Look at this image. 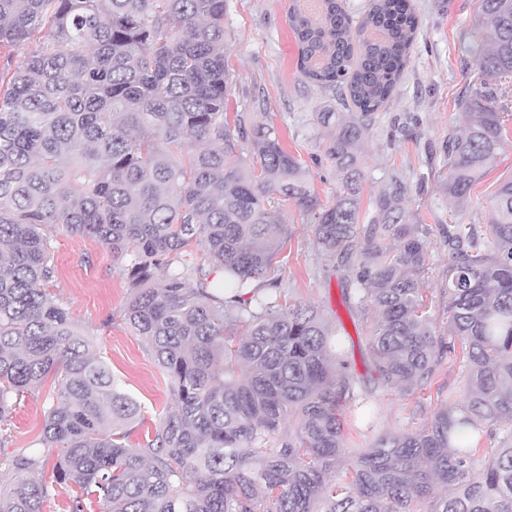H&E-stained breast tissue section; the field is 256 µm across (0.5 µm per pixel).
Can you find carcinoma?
<instances>
[{
    "mask_svg": "<svg viewBox=\"0 0 512 512\" xmlns=\"http://www.w3.org/2000/svg\"><path fill=\"white\" fill-rule=\"evenodd\" d=\"M225 2L0 0V422L13 397L56 376L41 443L58 451L52 482L80 491L69 512H85L88 496L99 512H414L437 485L446 495L431 512H512V176L494 192L487 232L448 226L438 336L406 188L382 191L368 219L358 191L359 143L416 37L409 0H369L357 21L339 0L288 9L299 72L350 105L316 113L341 174L325 203L273 128L227 117ZM468 38L477 84L460 101L464 131L448 135L442 185L457 206L512 145L497 100L498 79L512 75V0H480ZM290 204L372 313L378 383L422 386L460 350L462 403L345 448L342 408L365 413L368 397L322 313L282 306L271 276ZM59 228L98 240L115 262L131 257L124 321L175 404L143 446L126 443L140 404L47 290ZM288 416L297 424L286 431ZM493 427L499 448L480 457ZM42 464L8 459L15 480L0 512H43L49 485L27 477Z\"/></svg>",
    "mask_w": 512,
    "mask_h": 512,
    "instance_id": "obj_1",
    "label": "carcinoma"
}]
</instances>
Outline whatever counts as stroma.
Instances as JSON below:
<instances>
[{
	"instance_id": "stroma-1",
	"label": "stroma",
	"mask_w": 512,
	"mask_h": 512,
	"mask_svg": "<svg viewBox=\"0 0 512 512\" xmlns=\"http://www.w3.org/2000/svg\"><path fill=\"white\" fill-rule=\"evenodd\" d=\"M291 0H226L225 63L232 78L227 110L247 125L274 127L289 153L306 164L321 199L336 190V171L323 154L329 131L318 125L317 112L343 111L333 90L308 83L297 69L298 46L288 28ZM419 20L407 68L389 102L373 115L360 147L364 179L361 201L401 182L402 201L415 224L427 233L426 269L421 280L428 314L437 331L448 328V295L444 291L449 225L473 224L485 230L489 202L499 183L512 176V149L505 150L471 191L464 208H454L442 183L448 158L442 146L449 132L466 119L458 102L469 94L475 68L463 34L478 11L479 0H410ZM292 235L276 258L283 300L313 304L328 320H340L345 357L355 376L373 387L377 410L375 432L415 430L432 419L444 400L463 401L465 389L458 360L442 359L425 386L408 391L380 388L369 351L371 318L342 302L345 269L318 252L312 225L295 207L284 211ZM57 274L48 285L84 333L95 354L110 367L119 387L143 408L128 441L144 443L171 407L169 380L158 367L147 342L123 320L131 290L124 265L114 263L100 242L57 230L53 234ZM55 389L46 378L14 405L8 426L0 428V486L9 487L13 473L8 458L18 450L46 456L54 466L56 452L41 444L44 409Z\"/></svg>"
}]
</instances>
